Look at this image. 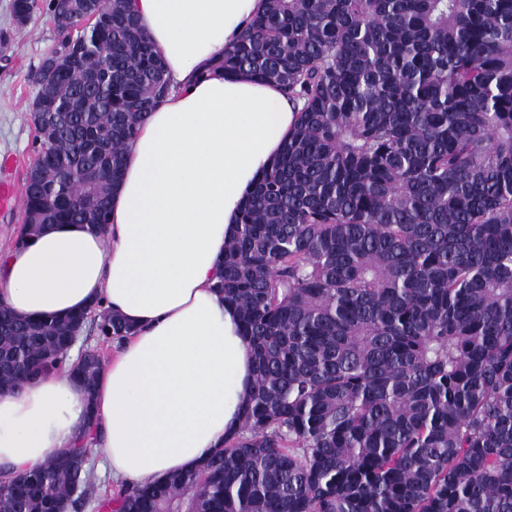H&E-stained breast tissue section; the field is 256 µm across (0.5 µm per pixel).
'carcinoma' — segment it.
<instances>
[{
  "instance_id": "cac0c4a2",
  "label": "carcinoma",
  "mask_w": 512,
  "mask_h": 512,
  "mask_svg": "<svg viewBox=\"0 0 512 512\" xmlns=\"http://www.w3.org/2000/svg\"><path fill=\"white\" fill-rule=\"evenodd\" d=\"M112 52L111 93L90 84ZM51 153L28 236L108 224L125 144L170 92L129 3L45 58ZM218 67L280 85L298 122L244 202L215 288L255 365L241 429L196 469L96 491L85 442L0 482V512H512V0H264ZM0 303V390L101 360Z\"/></svg>"
}]
</instances>
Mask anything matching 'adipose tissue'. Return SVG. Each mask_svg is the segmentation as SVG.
Instances as JSON below:
<instances>
[{"label":"adipose tissue","mask_w":512,"mask_h":512,"mask_svg":"<svg viewBox=\"0 0 512 512\" xmlns=\"http://www.w3.org/2000/svg\"><path fill=\"white\" fill-rule=\"evenodd\" d=\"M173 83L129 142L109 224H50L0 252V302L18 316L94 305L134 333L94 395L53 372L0 393V479L74 446L89 421L114 482L195 469L240 428L254 364L214 284L243 201L298 112L271 83L227 75L224 48L262 0H130Z\"/></svg>","instance_id":"1"}]
</instances>
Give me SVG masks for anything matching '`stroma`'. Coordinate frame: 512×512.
Wrapping results in <instances>:
<instances>
[{"label":"stroma","mask_w":512,"mask_h":512,"mask_svg":"<svg viewBox=\"0 0 512 512\" xmlns=\"http://www.w3.org/2000/svg\"><path fill=\"white\" fill-rule=\"evenodd\" d=\"M12 0H0V163L12 159V168L0 166V178L23 188L35 156L31 104L35 76L41 62L56 48L62 35L46 7H39L23 25L15 23Z\"/></svg>","instance_id":"35a3bbf8"}]
</instances>
